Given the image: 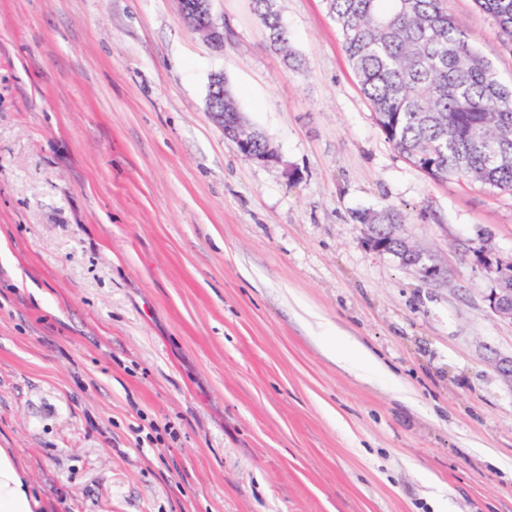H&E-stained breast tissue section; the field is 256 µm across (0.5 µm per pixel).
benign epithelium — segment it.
<instances>
[{
    "label": "benign epithelium",
    "instance_id": "7a95c632",
    "mask_svg": "<svg viewBox=\"0 0 512 512\" xmlns=\"http://www.w3.org/2000/svg\"><path fill=\"white\" fill-rule=\"evenodd\" d=\"M176 2L183 18L196 33L216 47L224 46V24L217 22L213 17L212 0ZM219 90H225L224 74L216 72L210 77L206 99V114L209 120L227 135L242 155L264 164L279 162V156L270 142L248 126L243 113L226 112L217 106L214 95ZM399 228L398 224H386L383 228L388 239L398 244V249L392 256L401 265L414 270L422 281L444 282L448 277L447 268L436 263L425 251L410 244L408 239L400 234ZM475 257L487 270L497 274V288L489 295L490 308L500 318L512 321V288L504 287L505 278L512 275V263L503 265L486 247L477 250Z\"/></svg>",
    "mask_w": 512,
    "mask_h": 512
}]
</instances>
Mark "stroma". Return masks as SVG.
Segmentation results:
<instances>
[{"mask_svg": "<svg viewBox=\"0 0 512 512\" xmlns=\"http://www.w3.org/2000/svg\"><path fill=\"white\" fill-rule=\"evenodd\" d=\"M0 0V448L52 512H512V194L388 143L325 0ZM448 11L512 85L474 0ZM223 72L279 155L205 114ZM391 207L448 269L373 250ZM350 337L380 368L336 355ZM168 426L163 442L137 429ZM176 2L183 18L196 33L216 47L224 46V24L218 23L213 17L212 0H176ZM277 2L278 0H252L253 11L267 29L270 45L286 59H293L288 49V31L280 18ZM356 218L360 224H367L369 229L367 240L371 247L375 238L373 232L378 225L384 228L383 230L379 228L376 235H379L382 230L389 240L399 245L396 252L387 251L384 247H372L374 250L392 255L402 266L413 269L426 283H442L447 279L446 267L436 263L424 250L410 244L408 239L400 234L399 228L404 220L399 212L392 208H383L378 211L364 212ZM477 261L490 272L497 274V288L489 295V305L492 311L504 320L512 322V288H504V280L512 275V263L503 266L487 247H481L475 252Z\"/></svg>", "mask_w": 512, "mask_h": 512, "instance_id": "1", "label": "stroma"}]
</instances>
